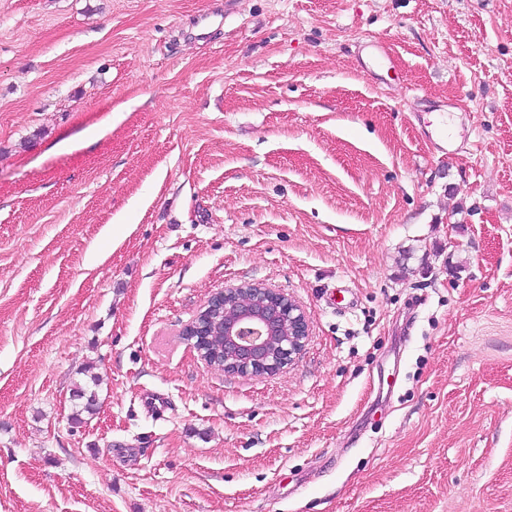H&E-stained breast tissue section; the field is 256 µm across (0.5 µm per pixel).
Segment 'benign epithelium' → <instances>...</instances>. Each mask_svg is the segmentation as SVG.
Instances as JSON below:
<instances>
[{
  "instance_id": "obj_1",
  "label": "benign epithelium",
  "mask_w": 512,
  "mask_h": 512,
  "mask_svg": "<svg viewBox=\"0 0 512 512\" xmlns=\"http://www.w3.org/2000/svg\"><path fill=\"white\" fill-rule=\"evenodd\" d=\"M224 311V371L264 377L286 368L309 338L306 314L292 297L261 283L215 292L208 299ZM190 346L209 340L210 318L199 313L186 325Z\"/></svg>"
}]
</instances>
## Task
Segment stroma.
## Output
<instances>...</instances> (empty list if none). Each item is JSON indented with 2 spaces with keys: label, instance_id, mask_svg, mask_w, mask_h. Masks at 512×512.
Segmentation results:
<instances>
[{
  "label": "stroma",
  "instance_id": "obj_1",
  "mask_svg": "<svg viewBox=\"0 0 512 512\" xmlns=\"http://www.w3.org/2000/svg\"><path fill=\"white\" fill-rule=\"evenodd\" d=\"M0 512H512V0H0ZM209 304L224 309V322L214 325L208 342L209 363L220 369L224 365V372L244 377L277 374L308 341V319L292 297L261 283H247L212 294L186 325L182 335L197 355L195 346L209 340L211 319L204 316Z\"/></svg>",
  "mask_w": 512,
  "mask_h": 512
}]
</instances>
